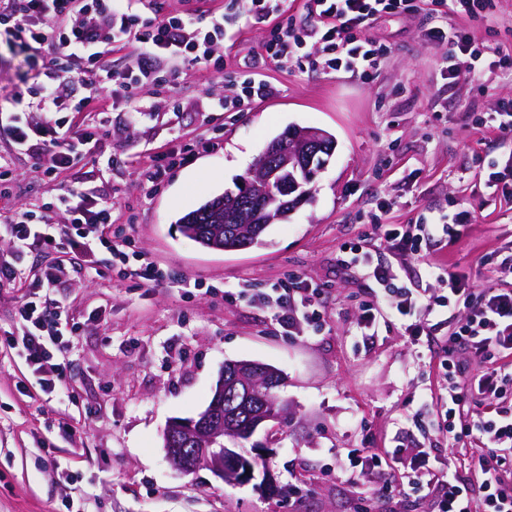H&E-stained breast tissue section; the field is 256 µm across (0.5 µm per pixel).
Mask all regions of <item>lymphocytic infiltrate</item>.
Segmentation results:
<instances>
[{
	"instance_id": "lymphocytic-infiltrate-1",
	"label": "lymphocytic infiltrate",
	"mask_w": 512,
	"mask_h": 512,
	"mask_svg": "<svg viewBox=\"0 0 512 512\" xmlns=\"http://www.w3.org/2000/svg\"><path fill=\"white\" fill-rule=\"evenodd\" d=\"M140 0H0V26L23 45L43 50L42 77L27 87L42 118L28 113H0V138L11 150L0 153V181L14 177V155L29 158L49 175L93 159V149L104 134L97 117L108 103L130 102L143 88L174 93L187 64L222 68L215 50L228 36L224 16L210 17L204 25L180 17H145ZM251 13L275 17L276 23L258 53L266 63L294 64L326 72H345L368 82L375 78L388 46L367 34L388 15H415L418 0H311L314 24L296 26L283 0H249ZM495 0H431L436 19L428 39L449 46L443 68L446 78L457 75L458 54L481 58L474 36L465 23L487 17ZM135 43L138 55L125 75H113L106 56L112 48ZM88 89L77 100L66 93L69 82ZM214 139L204 138L152 157L144 170L147 188L162 183L168 172L195 154L213 151ZM65 215L58 224L51 217L27 210L0 214V239L10 245V260L0 261V287L19 286L26 294L17 309L16 332L7 337L35 385L46 394L66 395L67 386L56 359L74 335L62 319L60 300L50 288L66 279L69 269L82 264L88 279L102 277L100 255L120 264L123 278L158 287L166 283L151 259L131 248L130 238L113 232L115 205L106 191L81 190L58 200ZM369 239L376 251L426 256L442 250L458 237L456 225L420 216L412 224H386L380 214L368 218ZM53 253V260L37 273L26 275L25 261L36 250ZM376 289L361 307L358 326L374 331L382 321L400 322L405 335L430 336L449 309L462 308L466 316L448 333V346L438 368L445 384L436 399L439 432L453 441L468 440L471 452L461 473L449 474L432 488L434 512H512V247L496 270V285L472 288L466 276L431 264L436 285L411 289L399 286L391 264H370ZM318 287L289 278L271 304L274 319L294 327L318 324L323 317ZM478 363L477 373L463 361ZM482 410L471 413V400ZM480 489L473 499L472 489Z\"/></svg>"
}]
</instances>
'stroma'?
I'll return each instance as SVG.
<instances>
[{"instance_id":"obj_1","label":"stroma","mask_w":512,"mask_h":512,"mask_svg":"<svg viewBox=\"0 0 512 512\" xmlns=\"http://www.w3.org/2000/svg\"><path fill=\"white\" fill-rule=\"evenodd\" d=\"M233 12V37L219 47L223 72L202 64L184 69L175 95L144 90L135 103L103 116L109 136L101 155L115 166L80 163L57 177L29 159L0 188V211L40 210L69 187L107 182L121 217L116 226L168 278L200 281L192 297L174 288H147L117 271L87 280L70 275L55 296L64 318L79 324L61 360L71 391L59 399L23 395L28 373L0 345V512H357L370 474L350 477V455L381 457L397 476L410 470L409 449L429 448L436 472L458 465L457 449L429 444L438 419L432 398L443 387L437 371L445 335L410 340L395 325L364 336L359 306L372 282L340 261L343 245L369 232L366 216L385 205V223L409 224L444 213L462 227L440 260L480 288L492 260L512 245V200L484 201L481 172L504 166L512 151L478 119L512 100V78L470 73L443 79V45L424 35L423 17L388 16L367 34L391 53L364 83L345 72L263 66L273 93L250 111L216 116L213 97L228 94L230 76L260 48L274 21L256 18L246 0H143L146 16L193 10ZM470 29L481 43L512 44V0H496L492 21ZM41 64L0 32V113L32 84ZM142 115H134V107ZM222 126L217 151L172 170L156 193L141 183L148 152H164ZM323 129L335 151L313 180L312 204L272 225L263 245L207 252L176 222L209 197L234 189L252 162L286 127ZM318 284L321 325L281 327L259 296L289 276ZM251 360L279 369L287 424L260 428L244 444L260 455L277 485L266 495L253 485L225 483L200 468L174 470L163 431L209 405L226 363Z\"/></svg>"}]
</instances>
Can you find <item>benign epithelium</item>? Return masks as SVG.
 <instances>
[{
	"label": "benign epithelium",
	"mask_w": 512,
	"mask_h": 512,
	"mask_svg": "<svg viewBox=\"0 0 512 512\" xmlns=\"http://www.w3.org/2000/svg\"><path fill=\"white\" fill-rule=\"evenodd\" d=\"M334 149L327 133L309 128L300 131L294 148L277 140L270 142L243 179L238 205L224 209V223L245 222L259 231L279 220L283 209L299 208L312 195V190H302L303 176ZM280 383L278 370L264 364H226L218 383V396L231 399L232 411L220 422L216 411L209 409L196 419L171 423L164 433L169 462L182 472L206 466L228 483L249 484L241 473L240 454L224 446V433L233 431L232 419L242 411L248 414L255 430L269 422H282L287 406L277 393Z\"/></svg>",
	"instance_id": "7a95c632"
}]
</instances>
